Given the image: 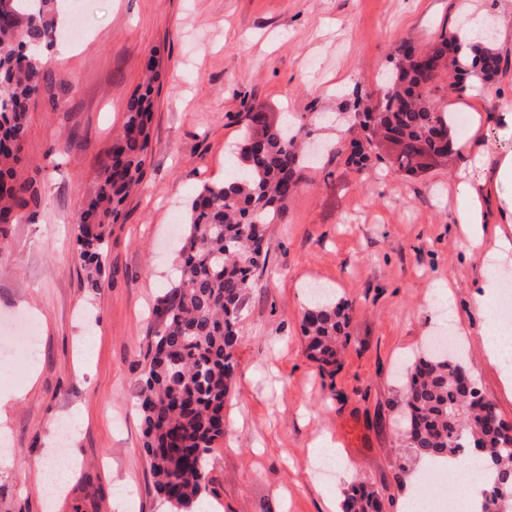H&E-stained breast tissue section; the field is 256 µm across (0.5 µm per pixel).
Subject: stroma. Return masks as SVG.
Segmentation results:
<instances>
[{
    "label": "stroma",
    "instance_id": "35a3bbf8",
    "mask_svg": "<svg viewBox=\"0 0 512 512\" xmlns=\"http://www.w3.org/2000/svg\"><path fill=\"white\" fill-rule=\"evenodd\" d=\"M464 0H59L76 39L57 40L43 74L57 97L27 114L22 156L38 204L7 225L0 247V319L34 317L36 366L0 365L8 453L0 452V512H171L155 492L136 407L153 312L178 276L182 229L202 183L231 173L240 113H289L329 146L304 173L266 234L268 271L239 324L225 400L226 432L206 462L211 512H329L355 480L386 512L435 476L404 465L398 369L430 346L449 312L472 323L464 364L503 419L512 398L484 353L483 282L458 225L454 184L471 152L413 178L357 172L332 146L321 113L350 115L354 94L378 96L379 73L402 40L457 27ZM164 76L155 97L145 191L109 227L102 286L90 288L73 214L90 193L150 52ZM450 109L456 141L477 135L489 163L512 150L499 117L512 109V50L487 90ZM335 289L353 306L335 376L305 351L306 290ZM452 296H445L444 286ZM353 469L312 475L317 448Z\"/></svg>",
    "mask_w": 512,
    "mask_h": 512
}]
</instances>
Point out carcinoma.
<instances>
[{"label":"carcinoma","mask_w":512,"mask_h":512,"mask_svg":"<svg viewBox=\"0 0 512 512\" xmlns=\"http://www.w3.org/2000/svg\"><path fill=\"white\" fill-rule=\"evenodd\" d=\"M56 31L57 0H0L1 225L40 198L39 187L20 170L21 151ZM502 61L481 44L463 46L451 29L422 46L402 42L381 73L382 94L355 99L357 133L346 163L362 172L377 160L410 176L447 166L458 150L441 100L475 83L489 86ZM160 71V60L150 56L145 88L129 97L93 191L74 213L79 258L93 288L101 287L107 262L106 228L145 178L153 83ZM307 135L303 124L293 126L261 106L249 108L233 176L202 184L191 201L177 282L156 308L137 394L154 486L176 512H199L203 502L207 457L225 433L238 323L256 277L267 269L268 225L303 179ZM351 314L349 303L326 297L310 298L303 311L306 349L330 376L341 366ZM470 378L452 355L416 358L403 384L402 442L416 461L486 460V494L500 512H512V438L495 405L478 387L466 388ZM383 503L377 490L359 481L344 491L341 512H382Z\"/></svg>","instance_id":"obj_1"}]
</instances>
